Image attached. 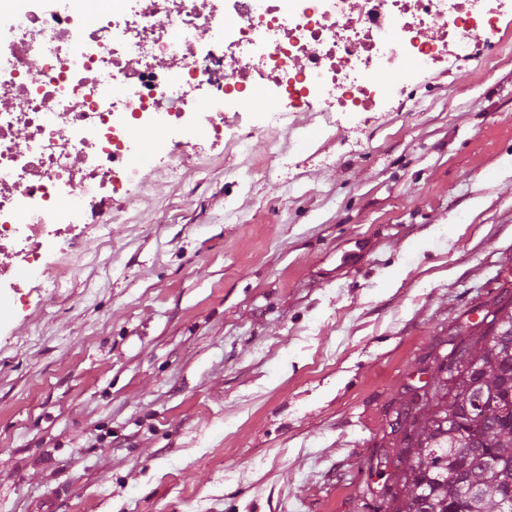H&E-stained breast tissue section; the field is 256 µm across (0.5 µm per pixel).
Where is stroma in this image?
Returning a JSON list of instances; mask_svg holds the SVG:
<instances>
[{"instance_id": "1", "label": "stroma", "mask_w": 512, "mask_h": 512, "mask_svg": "<svg viewBox=\"0 0 512 512\" xmlns=\"http://www.w3.org/2000/svg\"><path fill=\"white\" fill-rule=\"evenodd\" d=\"M508 27L276 143L142 140L71 279L0 290V512H371L396 410L512 281Z\"/></svg>"}]
</instances>
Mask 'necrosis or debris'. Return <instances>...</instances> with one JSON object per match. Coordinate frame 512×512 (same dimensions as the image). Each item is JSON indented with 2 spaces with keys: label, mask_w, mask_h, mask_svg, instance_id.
<instances>
[{
  "label": "necrosis or debris",
  "mask_w": 512,
  "mask_h": 512,
  "mask_svg": "<svg viewBox=\"0 0 512 512\" xmlns=\"http://www.w3.org/2000/svg\"><path fill=\"white\" fill-rule=\"evenodd\" d=\"M480 2L360 0L351 14L346 0H224L237 20L230 37L247 46L229 69L200 51L220 42L209 0H0V252L66 281L83 214L62 207L65 194L80 186L111 223L114 179L136 174L130 131L193 132L195 107L159 109L174 90L213 86L216 131L259 80L289 112H366L394 95L401 71L471 59L486 26ZM289 112L263 134L278 140Z\"/></svg>",
  "instance_id": "obj_1"
}]
</instances>
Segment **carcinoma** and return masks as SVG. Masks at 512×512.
Segmentation results:
<instances>
[{"mask_svg":"<svg viewBox=\"0 0 512 512\" xmlns=\"http://www.w3.org/2000/svg\"><path fill=\"white\" fill-rule=\"evenodd\" d=\"M402 414L403 469L379 474L394 488L385 512H512V299L486 310Z\"/></svg>","mask_w":512,"mask_h":512,"instance_id":"obj_1","label":"carcinoma"}]
</instances>
